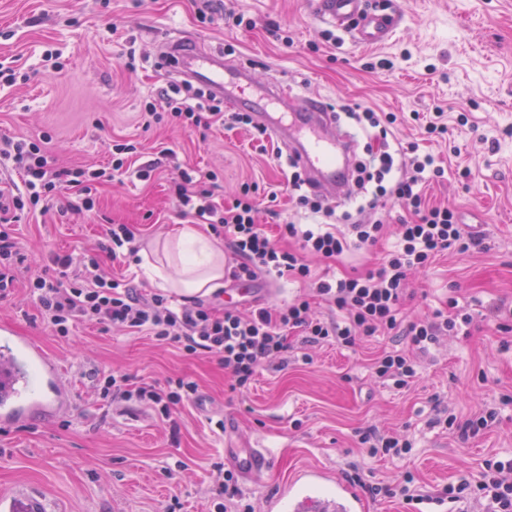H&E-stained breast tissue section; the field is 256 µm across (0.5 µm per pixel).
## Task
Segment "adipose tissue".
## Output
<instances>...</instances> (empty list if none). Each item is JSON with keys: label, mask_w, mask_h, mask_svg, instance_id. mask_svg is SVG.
<instances>
[{"label": "adipose tissue", "mask_w": 512, "mask_h": 512, "mask_svg": "<svg viewBox=\"0 0 512 512\" xmlns=\"http://www.w3.org/2000/svg\"><path fill=\"white\" fill-rule=\"evenodd\" d=\"M141 267L153 286L188 298L224 285V252L194 224L178 225L161 248L143 256Z\"/></svg>", "instance_id": "1"}]
</instances>
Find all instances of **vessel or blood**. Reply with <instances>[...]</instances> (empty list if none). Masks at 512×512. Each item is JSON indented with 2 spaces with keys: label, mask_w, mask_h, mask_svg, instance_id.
<instances>
[{
  "label": "vessel or blood",
  "mask_w": 512,
  "mask_h": 512,
  "mask_svg": "<svg viewBox=\"0 0 512 512\" xmlns=\"http://www.w3.org/2000/svg\"><path fill=\"white\" fill-rule=\"evenodd\" d=\"M321 22L349 34L363 45H376L391 36L395 16L366 0H314ZM178 75L204 85L223 98L225 107L249 108L253 125L279 142L308 182L325 200L339 201L348 182L345 157L352 137L343 131L323 103L309 97L293 100L287 84L255 88L246 69L221 53L172 38L165 50ZM58 362L30 336L0 323V426L8 428L33 418L65 414L72 393L60 375ZM276 449L256 443L228 448L224 461L244 479L255 480L272 467ZM357 488L326 468L297 472L264 502L263 512H366ZM0 512H44L41 502L16 492L0 496Z\"/></svg>",
  "instance_id": "vessel-or-blood-1"
}]
</instances>
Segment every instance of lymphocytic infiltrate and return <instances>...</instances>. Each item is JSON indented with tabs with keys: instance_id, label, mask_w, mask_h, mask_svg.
Returning <instances> with one entry per match:
<instances>
[{
	"instance_id": "f902f5d3",
	"label": "lymphocytic infiltrate",
	"mask_w": 512,
	"mask_h": 512,
	"mask_svg": "<svg viewBox=\"0 0 512 512\" xmlns=\"http://www.w3.org/2000/svg\"><path fill=\"white\" fill-rule=\"evenodd\" d=\"M141 117L147 127L167 119L195 128L217 122L231 128L251 122L246 113L224 111L222 99L188 82L161 89L146 102ZM135 150L128 142L113 145V156L104 169L62 168L36 142L0 138V166L17 171L22 178L21 187L0 203V298L14 291L20 269L29 265V256L13 232L14 224L26 215L48 214L56 190L63 186L76 190L79 207L92 209V194L101 178L108 171L123 169L124 155ZM444 175L441 161L420 152L418 143L397 148L382 144L357 167L353 194L359 204L349 210L306 190L300 173L288 169L285 184L305 218L304 223L290 221L284 226L288 237L300 245L296 251L272 243L257 223V210L247 198H235L231 207L221 211L211 202L209 190L193 189L188 172L173 176V192L184 212L208 220L216 234L229 240L238 259L229 273L231 280L252 281L264 274L308 284V293L282 307L256 305L244 314L202 303L176 306L166 295L144 294L125 280L107 276L101 268L103 257L117 261L137 253L135 234L125 224L109 225L95 254L79 260L69 254L51 256L44 270L29 277L27 288L54 335L70 336L81 323L143 333L177 344L187 355L215 358L235 391L247 389L268 361L286 353L290 336H302L310 346L333 342L352 348L361 337L393 333L408 340V350L385 352L374 362L373 372L402 390L418 376L419 355L438 345L441 337L472 333V315L454 299L449 300L447 310L423 319L409 320L403 314L405 282L411 273L448 251L466 253L484 247L482 236L461 224L453 209L427 203L425 186ZM385 197L400 201L411 219L397 225L395 245L384 260L364 273L334 279L313 275L302 262L301 253L333 260L378 242L384 226L375 214ZM315 297L333 304L340 318L316 315L311 306ZM95 382L102 397L137 400L165 419L198 390L194 381L183 377L160 384L113 372L97 375ZM350 478L364 485L371 496L402 498L413 512H428L432 507L462 512L465 504L475 505L481 512H512V458L485 459L478 480L463 479L436 491L423 489L410 473L395 487L366 481L356 467L351 469Z\"/></svg>"
}]
</instances>
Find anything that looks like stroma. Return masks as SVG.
Instances as JSON below:
<instances>
[{
  "instance_id": "stroma-1",
  "label": "stroma",
  "mask_w": 512,
  "mask_h": 512,
  "mask_svg": "<svg viewBox=\"0 0 512 512\" xmlns=\"http://www.w3.org/2000/svg\"><path fill=\"white\" fill-rule=\"evenodd\" d=\"M198 7L197 0H0V65L18 74L16 82L0 84V135L39 142L58 165L91 169L107 165L112 141L133 140L137 165H159L150 180L125 174L100 185L93 210L70 209L65 190L47 216L16 226L32 263L19 271L14 294L0 300V322L59 361L73 398L63 416L0 428V494L28 486L45 497L48 512H170L175 501L179 512H210L212 465L223 460L226 445L283 444L268 474L242 486L258 510L304 468L341 476L357 460L373 481L395 485L410 472L433 491L477 477L489 456L512 455V405L503 407L490 432L475 438L428 425L434 399L465 419L512 394V331L499 328L490 312L512 301V0H392L399 24L378 47L353 45L316 20L311 0H212L210 23ZM228 11L242 15L244 26L225 25ZM187 34L248 65L254 84L281 80L301 99L395 113L390 143L417 141L443 160L449 174L427 186L426 196L454 208L486 247L444 254L410 275L404 315L425 316L452 297L474 318L472 336L445 337L421 356L410 390L385 387L372 374L378 355L402 348L393 336L365 337L353 349L326 344L308 363L300 337H291L285 363L263 368L239 393L230 391L215 359L184 356L172 343L89 324L77 325L67 339L53 335L26 291L31 271L42 270L55 252L77 259L94 252L112 223L130 225L138 249L150 250L188 221L171 191L177 169L210 190L220 208L253 186L259 223L277 246H297L270 218L274 210L289 212L292 201L280 188L267 136L249 125L203 130L165 122L143 129L140 112L148 96L173 79L159 65L164 40ZM48 50L56 69L43 63ZM131 53L132 69L126 65ZM378 56L392 59L393 69H371ZM439 109L447 138L426 139L422 121ZM415 112L420 121L412 120ZM461 114L468 119L463 126ZM463 167L472 171L465 184L454 176ZM406 215L397 201H388L379 213L385 232L376 245L305 261L339 277L374 268ZM256 285L257 292L238 297L239 309L275 308L304 291L302 283L264 276ZM99 371L196 381L195 398L176 413L178 437L149 407L100 399L94 389ZM224 418L232 420L231 431H215L214 422ZM369 427L414 438L411 456H367L358 439Z\"/></svg>"
}]
</instances>
